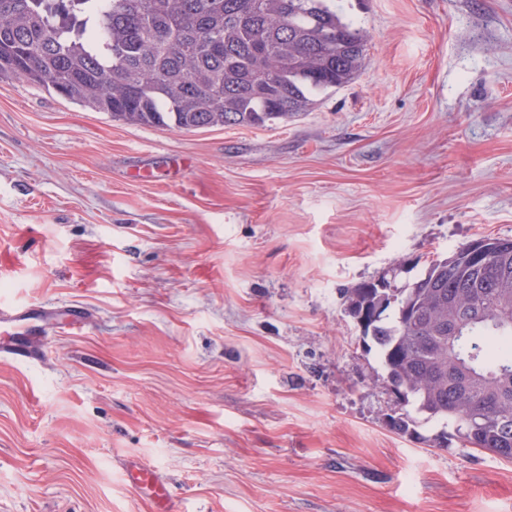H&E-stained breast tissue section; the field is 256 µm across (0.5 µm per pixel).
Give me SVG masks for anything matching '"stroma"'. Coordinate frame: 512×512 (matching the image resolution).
<instances>
[{"mask_svg":"<svg viewBox=\"0 0 512 512\" xmlns=\"http://www.w3.org/2000/svg\"><path fill=\"white\" fill-rule=\"evenodd\" d=\"M357 77L285 125H130L0 81V304L80 307L0 357V512H512V462L405 408L347 310L512 239V0H345ZM124 477L134 490L146 494L157 505L153 508L155 512L173 511L166 507L168 490L154 469L139 463H132L126 467Z\"/></svg>","mask_w":512,"mask_h":512,"instance_id":"35a3bbf8","label":"stroma"}]
</instances>
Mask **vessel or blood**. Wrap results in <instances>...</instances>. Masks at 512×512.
<instances>
[{
    "instance_id": "1",
    "label": "vessel or blood",
    "mask_w": 512,
    "mask_h": 512,
    "mask_svg": "<svg viewBox=\"0 0 512 512\" xmlns=\"http://www.w3.org/2000/svg\"><path fill=\"white\" fill-rule=\"evenodd\" d=\"M69 332L80 329L81 322L67 319L56 307H5L0 305V354L15 360H35L43 353L42 338L48 328ZM126 482L137 492L146 494L155 512H172L168 507V490L157 472L139 463L129 464Z\"/></svg>"
}]
</instances>
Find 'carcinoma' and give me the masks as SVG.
<instances>
[{
    "mask_svg": "<svg viewBox=\"0 0 512 512\" xmlns=\"http://www.w3.org/2000/svg\"><path fill=\"white\" fill-rule=\"evenodd\" d=\"M367 39L342 0H0V80L50 86L127 124L194 131L300 116L352 81ZM467 245L403 288L354 289L349 312L402 401L464 448L512 461V239Z\"/></svg>",
    "mask_w": 512,
    "mask_h": 512,
    "instance_id": "1",
    "label": "carcinoma"
}]
</instances>
